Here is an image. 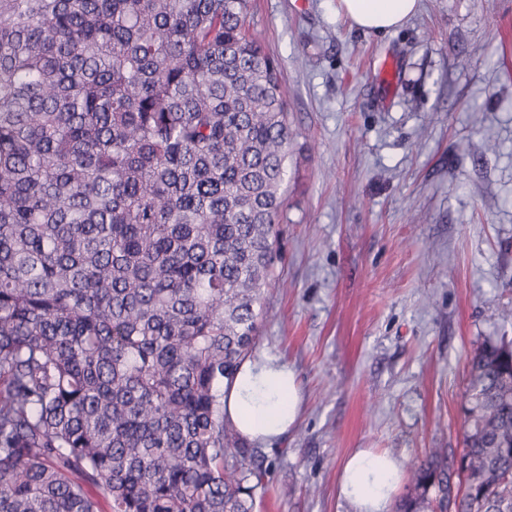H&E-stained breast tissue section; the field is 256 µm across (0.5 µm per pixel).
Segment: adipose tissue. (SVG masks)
I'll use <instances>...</instances> for the list:
<instances>
[{"label": "adipose tissue", "instance_id": "obj_1", "mask_svg": "<svg viewBox=\"0 0 512 512\" xmlns=\"http://www.w3.org/2000/svg\"><path fill=\"white\" fill-rule=\"evenodd\" d=\"M419 0H336V10L357 28L385 34L402 26ZM302 401L295 372L280 358L259 353L245 359L234 381L224 387L227 421L250 442L264 444L286 436ZM404 478L403 466L389 455L367 448L347 458L340 493L355 512H390Z\"/></svg>", "mask_w": 512, "mask_h": 512}]
</instances>
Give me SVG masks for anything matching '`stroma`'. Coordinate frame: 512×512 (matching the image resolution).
<instances>
[{
	"instance_id": "35a3bbf8",
	"label": "stroma",
	"mask_w": 512,
	"mask_h": 512,
	"mask_svg": "<svg viewBox=\"0 0 512 512\" xmlns=\"http://www.w3.org/2000/svg\"><path fill=\"white\" fill-rule=\"evenodd\" d=\"M335 4L251 0L291 130L255 350L303 393L255 512H352L359 448L458 458L468 357L512 342V0H419L379 35Z\"/></svg>"
}]
</instances>
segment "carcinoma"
<instances>
[{"label":"carcinoma","instance_id":"1","mask_svg":"<svg viewBox=\"0 0 512 512\" xmlns=\"http://www.w3.org/2000/svg\"><path fill=\"white\" fill-rule=\"evenodd\" d=\"M249 0H0V512H254L226 422L291 142ZM464 393L456 512H512V348ZM427 512L433 448L410 466ZM435 497H429L430 491Z\"/></svg>","mask_w":512,"mask_h":512}]
</instances>
